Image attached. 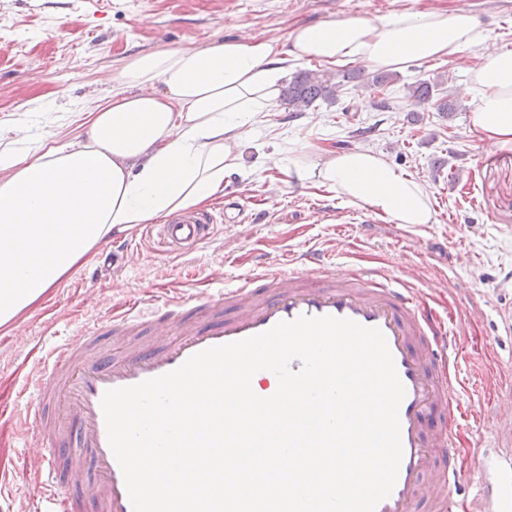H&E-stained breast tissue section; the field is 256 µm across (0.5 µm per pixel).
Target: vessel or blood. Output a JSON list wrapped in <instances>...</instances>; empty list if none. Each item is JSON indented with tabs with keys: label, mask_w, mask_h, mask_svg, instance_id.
<instances>
[{
	"label": "vessel or blood",
	"mask_w": 512,
	"mask_h": 512,
	"mask_svg": "<svg viewBox=\"0 0 512 512\" xmlns=\"http://www.w3.org/2000/svg\"><path fill=\"white\" fill-rule=\"evenodd\" d=\"M211 214L176 216L157 236L166 251L186 254L208 240ZM300 270L268 263L218 292L166 297L151 311L129 300L81 338L52 348L41 361L29 417L45 442L34 462L42 479L34 512H75L92 486L96 512H133L120 466L110 448L101 400L107 390L132 386L178 368L212 346L239 341L299 316H333L380 329L405 387L399 406L403 456L391 494L375 512H411L419 500L453 512L459 474L453 444L460 399L452 397L451 371L459 345L450 333H433L412 289L379 268L337 270L315 252ZM130 342L114 359L103 337ZM495 417L507 445L498 449L512 467V395L497 396ZM470 512H512V480L484 484Z\"/></svg>",
	"instance_id": "1"
}]
</instances>
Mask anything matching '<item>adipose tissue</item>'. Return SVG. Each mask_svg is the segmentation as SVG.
<instances>
[{
	"label": "adipose tissue",
	"instance_id": "1",
	"mask_svg": "<svg viewBox=\"0 0 512 512\" xmlns=\"http://www.w3.org/2000/svg\"><path fill=\"white\" fill-rule=\"evenodd\" d=\"M289 41L278 51L246 35L135 55L64 142L15 123L12 146L0 150V333L18 332L103 243L223 196L241 168V130L269 122L290 60L400 70L481 47L470 132L487 148H512V51L466 7L306 25ZM296 175L395 223L434 221L424 185L371 150L321 149Z\"/></svg>",
	"mask_w": 512,
	"mask_h": 512
}]
</instances>
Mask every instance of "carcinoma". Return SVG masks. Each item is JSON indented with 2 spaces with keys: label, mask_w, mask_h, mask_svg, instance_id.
Returning <instances> with one entry per match:
<instances>
[{
  "label": "carcinoma",
  "mask_w": 512,
  "mask_h": 512,
  "mask_svg": "<svg viewBox=\"0 0 512 512\" xmlns=\"http://www.w3.org/2000/svg\"><path fill=\"white\" fill-rule=\"evenodd\" d=\"M361 78V72L354 70L329 73L319 69H303L296 72L283 90L282 101L290 112H305L317 101L333 103L345 84ZM443 82L435 80L418 81L406 86L405 97L416 107L432 99Z\"/></svg>",
  "instance_id": "1"
}]
</instances>
